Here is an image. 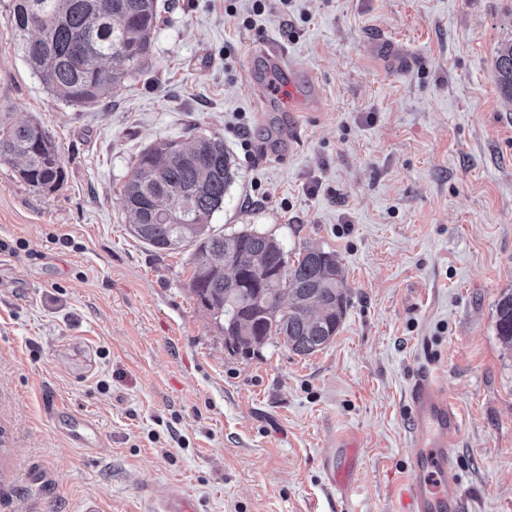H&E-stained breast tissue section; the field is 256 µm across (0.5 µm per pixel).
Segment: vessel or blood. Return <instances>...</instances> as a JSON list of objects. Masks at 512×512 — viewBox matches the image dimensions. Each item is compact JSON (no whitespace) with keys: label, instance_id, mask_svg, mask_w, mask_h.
Instances as JSON below:
<instances>
[{"label":"vessel or blood","instance_id":"b4317fda","mask_svg":"<svg viewBox=\"0 0 512 512\" xmlns=\"http://www.w3.org/2000/svg\"><path fill=\"white\" fill-rule=\"evenodd\" d=\"M261 60L266 70L278 77L280 87L288 91L311 82L310 72L296 64L288 49L276 40L265 44ZM408 398L413 442L410 478L401 490L403 512H466L454 463L461 430L454 406L440 384L427 374L413 380ZM352 450L351 443L340 442L325 460L332 485L343 493L352 484ZM153 512H199V507L194 495L172 485L156 500Z\"/></svg>","mask_w":512,"mask_h":512}]
</instances>
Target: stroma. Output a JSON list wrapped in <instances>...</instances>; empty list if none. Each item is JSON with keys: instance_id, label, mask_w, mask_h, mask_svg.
Segmentation results:
<instances>
[{"instance_id": "obj_1", "label": "stroma", "mask_w": 512, "mask_h": 512, "mask_svg": "<svg viewBox=\"0 0 512 512\" xmlns=\"http://www.w3.org/2000/svg\"><path fill=\"white\" fill-rule=\"evenodd\" d=\"M261 10H254V2ZM151 61L94 107L57 100L0 0V126L40 124L66 177L0 158V512H401L408 390L427 370L462 418L470 512H512V103L495 80L512 0H158ZM312 74L288 111L253 50ZM218 135L235 179L211 227L297 256L334 252L349 305L323 350L229 351L191 296L192 249L135 239L122 187L139 151ZM90 418L93 445L62 432ZM354 443L342 499L323 460ZM495 330L504 348L512 350V291L503 292L495 305ZM154 512H198V502L194 495L179 486L171 485L155 501Z\"/></svg>"}]
</instances>
